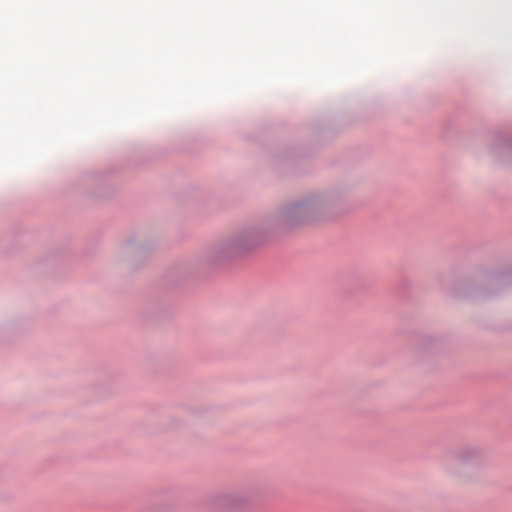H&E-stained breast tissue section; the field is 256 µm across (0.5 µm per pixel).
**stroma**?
<instances>
[{"label":"stroma","mask_w":512,"mask_h":512,"mask_svg":"<svg viewBox=\"0 0 512 512\" xmlns=\"http://www.w3.org/2000/svg\"><path fill=\"white\" fill-rule=\"evenodd\" d=\"M453 69L0 196V512H512V50Z\"/></svg>","instance_id":"obj_1"}]
</instances>
